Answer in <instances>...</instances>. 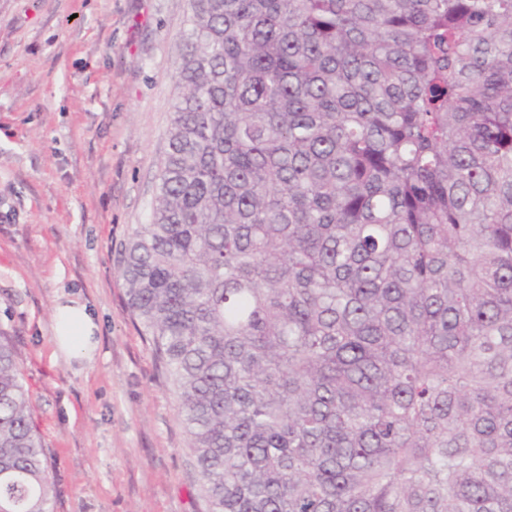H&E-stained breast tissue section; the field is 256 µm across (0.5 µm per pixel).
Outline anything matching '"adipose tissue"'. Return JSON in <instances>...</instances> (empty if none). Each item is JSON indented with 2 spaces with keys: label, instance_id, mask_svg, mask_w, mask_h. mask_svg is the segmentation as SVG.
I'll use <instances>...</instances> for the list:
<instances>
[{
  "label": "adipose tissue",
  "instance_id": "ef3b65f1",
  "mask_svg": "<svg viewBox=\"0 0 512 512\" xmlns=\"http://www.w3.org/2000/svg\"><path fill=\"white\" fill-rule=\"evenodd\" d=\"M53 331L55 350L64 357L85 359L97 348V326L86 306L78 301L58 304Z\"/></svg>",
  "mask_w": 512,
  "mask_h": 512
}]
</instances>
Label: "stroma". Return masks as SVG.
<instances>
[{"label": "stroma", "mask_w": 512, "mask_h": 512, "mask_svg": "<svg viewBox=\"0 0 512 512\" xmlns=\"http://www.w3.org/2000/svg\"><path fill=\"white\" fill-rule=\"evenodd\" d=\"M188 0H0V331L54 485L52 512H208L165 364L118 274L146 223ZM95 317L93 359L54 357V313Z\"/></svg>", "instance_id": "obj_1"}]
</instances>
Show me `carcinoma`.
I'll return each instance as SVG.
<instances>
[{
    "mask_svg": "<svg viewBox=\"0 0 512 512\" xmlns=\"http://www.w3.org/2000/svg\"><path fill=\"white\" fill-rule=\"evenodd\" d=\"M118 260L209 512H512V0H189ZM0 332V512H51Z\"/></svg>",
    "mask_w": 512,
    "mask_h": 512,
    "instance_id": "1",
    "label": "carcinoma"
}]
</instances>
